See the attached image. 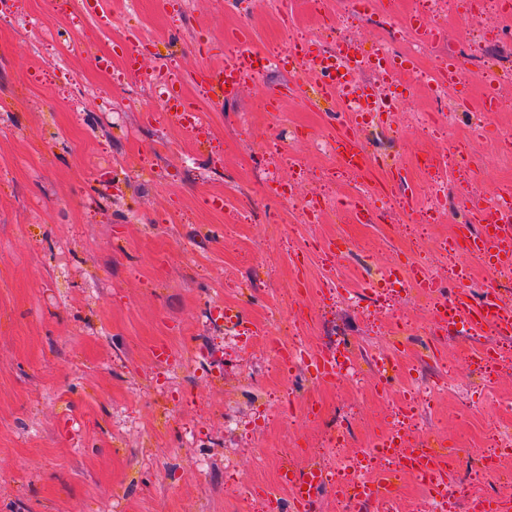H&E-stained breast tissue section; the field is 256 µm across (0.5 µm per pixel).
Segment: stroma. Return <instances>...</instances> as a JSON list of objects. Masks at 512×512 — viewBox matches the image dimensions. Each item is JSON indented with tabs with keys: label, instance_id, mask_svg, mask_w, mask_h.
<instances>
[{
	"label": "stroma",
	"instance_id": "stroma-1",
	"mask_svg": "<svg viewBox=\"0 0 512 512\" xmlns=\"http://www.w3.org/2000/svg\"><path fill=\"white\" fill-rule=\"evenodd\" d=\"M343 0H325L326 16L307 0H9L0 10V512H243L235 490H250L254 512H278L268 490L282 465L330 468L325 439L334 429L355 453L386 432L407 398L401 387L449 376L444 392L419 409L418 431L433 444L487 448L495 428L512 425V336L491 369L472 365L468 324H430L423 306L396 289L371 295L363 283L381 269L434 256L460 219L418 225L426 202L420 159L442 156L445 143L417 127L420 113L445 112L458 91L435 102L401 73L395 112L383 134L364 126L369 149L391 156L366 178L380 196L419 193L415 211L371 224L301 223L275 191H261L269 170L299 198L351 193L344 173L324 178L333 159L309 141L335 127L336 109L318 100L317 76L279 67L240 82L235 99L219 98L208 131L186 141L160 110L170 87L143 84L121 70L137 49L145 71L175 66L189 97L202 71L224 65L237 29L255 44L280 39L281 19L300 32L334 23ZM414 0H372L367 16L344 32L363 52L387 39L407 48L386 13L409 18ZM512 0L460 20L449 12L441 48L478 69ZM302 92L280 98L283 85ZM294 131L306 171L270 164L268 146ZM450 136L466 174L447 167L449 196L469 184L483 191L512 182V156L493 137H475L467 117ZM253 214L236 221L237 208ZM310 239L301 251L298 237ZM334 268L335 295L324 291ZM236 308L229 333L219 310ZM406 324L401 337L393 322ZM311 347L377 350L400 339L403 371L378 373L363 363L358 386L333 387L315 368L273 371L272 343L289 323ZM316 407L293 428L272 403L281 391ZM458 487L451 512H471L473 497L496 487L475 479L480 459L449 457Z\"/></svg>",
	"mask_w": 512,
	"mask_h": 512
}]
</instances>
